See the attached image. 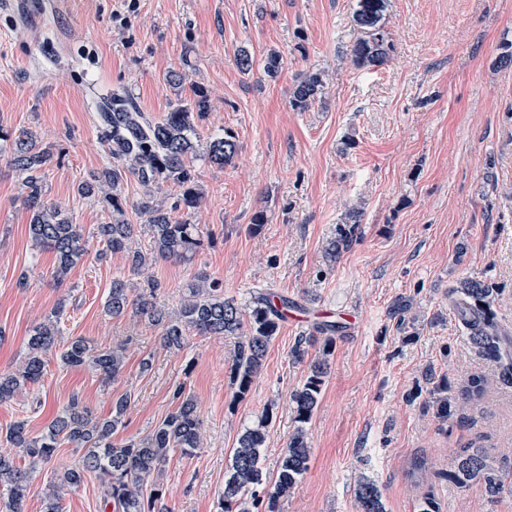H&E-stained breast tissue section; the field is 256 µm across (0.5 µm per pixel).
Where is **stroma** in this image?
<instances>
[{
	"mask_svg": "<svg viewBox=\"0 0 512 512\" xmlns=\"http://www.w3.org/2000/svg\"><path fill=\"white\" fill-rule=\"evenodd\" d=\"M12 2L0 9V129L33 132L51 149L47 198L80 224L88 251L55 284L53 254L29 236L22 176L0 154V373L15 371L60 302V342L121 346L126 363L106 381L50 354L41 383L0 406V451L15 423L38 435L75 394L98 417L130 395L115 437L141 438L174 409L180 386L198 403L204 446L173 454L156 482L172 512H218L238 435L266 410L264 466L276 471L295 429L289 395L307 374L291 350L307 335L328 373L307 426L309 469L280 512H357L362 479L380 488L386 512H417L426 494L440 512H512V496L493 502L448 479L468 447L512 472V384L472 346L451 293L466 278L492 284V311L512 347V68L494 66L499 44L512 40V0H390L395 50L374 68L352 59L354 0H68L52 13L43 0ZM243 49L258 62L247 74L237 63ZM272 50L283 58L274 78L259 65ZM171 70L183 72L181 85L165 82ZM316 70L326 75L322 104L293 109L295 84ZM197 87L210 97L201 141L228 132L237 153L222 168L196 163L192 221L205 238L194 259L131 271L122 254L101 256L96 229L110 217L78 191L112 165L97 104L127 94L158 122ZM352 207L358 235L328 263L324 250ZM260 211L267 222L250 233ZM203 272L237 302L263 290L304 308L303 324H281L242 400L230 380L233 337L192 334L174 353L157 327L104 312L113 278L136 291L158 281L157 301L173 311ZM324 321L339 323L333 338L315 333ZM475 375L485 392L468 402L462 392ZM82 454L61 444L33 479L26 512H41L55 470ZM420 459L427 469L415 481L408 472Z\"/></svg>",
	"mask_w": 512,
	"mask_h": 512,
	"instance_id": "35a3bbf8",
	"label": "stroma"
}]
</instances>
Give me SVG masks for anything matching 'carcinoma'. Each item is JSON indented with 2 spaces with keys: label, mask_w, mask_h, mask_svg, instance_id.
<instances>
[{
  "label": "carcinoma",
  "mask_w": 512,
  "mask_h": 512,
  "mask_svg": "<svg viewBox=\"0 0 512 512\" xmlns=\"http://www.w3.org/2000/svg\"><path fill=\"white\" fill-rule=\"evenodd\" d=\"M389 0H355L352 20L357 31L351 53L358 67H379L394 50L384 17ZM324 74L315 71L303 76L294 86L291 106L306 111L324 97ZM209 96L197 87L193 98L178 100L165 117L152 123L139 112L130 96L103 98L97 105V119L110 146L113 164L78 185L83 195H98L111 214V222L98 225L102 251L122 253L136 272L150 261H188L202 244L203 232L191 223L192 212L200 204L194 185L193 160L197 156V126L209 112ZM0 151L9 154L10 165L24 175L23 201L30 212L29 234L35 247L52 252L56 267L54 280L62 283L85 253L80 225L72 222L66 210L46 198L40 170L51 161V153L39 147L33 136L22 132L10 136L0 132ZM238 144L230 133L212 138L203 152L212 166L231 163ZM137 178L145 189L140 211L148 216L152 235L151 252L132 247L135 225L125 219L126 201L121 184L126 175ZM164 183H174L183 193L174 209L183 211L175 218L171 212L153 204L152 192ZM360 224V212L349 209L339 225L337 236L325 248L334 261L350 245ZM159 284L151 281L139 296L130 297L122 279L112 280L105 300V312L122 317L131 312L161 330L160 345L179 351L191 333L200 336H235L238 341L230 366L235 396L242 398L251 390L260 373L269 346L282 321L281 308L288 300L274 301L259 291L240 305L224 297L222 283L202 273L187 285L186 296L172 315L155 302ZM454 310L472 345L482 354L505 363L503 377L512 381V353L501 345L502 332L491 310L495 289L490 284L466 278L453 288ZM65 310L60 302L38 324L27 343V353L19 369L0 374V405L40 383L46 357L58 344V322ZM68 367L88 366L106 379L120 374L125 367L123 350L99 351L84 337L69 340L59 353ZM326 374L325 362H308L307 376L301 387L290 395L296 429L282 449L277 471L270 474L263 465L267 447V428L272 415L265 411L257 423L244 428L232 449L224 479L219 512H278V504L288 497L308 469L311 446L306 425L318 407ZM176 405L171 413L145 436L117 441L114 435L130 405V396L112 402V416L98 418L79 398L72 397L38 436L29 435L26 423L19 422L7 433V443L19 450L28 465L20 466L15 456L0 453V487L7 497L0 512H23L28 488L36 470L50 463L61 442L84 449L81 463L57 472L43 501V512H61L60 492L78 488L88 475L101 483L107 502L114 512H172L164 503L163 492L150 479L163 471L171 453L193 455L202 447L201 420L195 400L182 389L174 392ZM448 478L460 488L476 486L496 499L512 495L508 475L499 470L483 448H465L453 460ZM358 512H385L379 487L371 480L360 481L355 489Z\"/></svg>",
  "instance_id": "obj_1"
}]
</instances>
